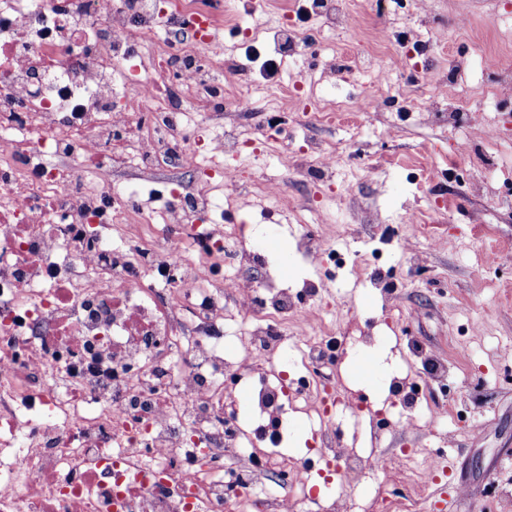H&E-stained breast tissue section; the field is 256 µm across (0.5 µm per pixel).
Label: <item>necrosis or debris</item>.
Wrapping results in <instances>:
<instances>
[{
  "label": "necrosis or debris",
  "instance_id": "necrosis-or-debris-1",
  "mask_svg": "<svg viewBox=\"0 0 512 512\" xmlns=\"http://www.w3.org/2000/svg\"><path fill=\"white\" fill-rule=\"evenodd\" d=\"M223 25L208 0H0V512H399L355 488L436 474L335 446L332 413L361 412L323 367L368 338L312 339L273 274L222 276L266 241L215 222L213 181L155 206L106 177L164 153L235 182L245 140L210 121L250 97L200 80ZM300 412L341 474L319 502L288 474Z\"/></svg>",
  "mask_w": 512,
  "mask_h": 512
}]
</instances>
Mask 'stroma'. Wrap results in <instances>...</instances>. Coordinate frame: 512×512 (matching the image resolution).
<instances>
[{
  "label": "stroma",
  "mask_w": 512,
  "mask_h": 512,
  "mask_svg": "<svg viewBox=\"0 0 512 512\" xmlns=\"http://www.w3.org/2000/svg\"><path fill=\"white\" fill-rule=\"evenodd\" d=\"M348 3L349 26L327 29L317 14L302 12V0H262L264 25L248 44L246 30L256 27L249 0H224V64L248 75L255 101L254 112L224 126L262 129L234 159L239 180L224 221L263 223L253 177L286 182L292 212L308 211L316 237L302 246L292 217L281 218L277 237L244 274L260 277L271 263L288 282L322 281L321 320L339 332L354 320L374 336V344L337 356L342 396L374 413L390 395L396 363L419 371L424 351L448 365L446 380L416 381L420 403L439 414L433 430L389 431L379 446L387 457L422 448L452 459V470L423 488L389 474V495L430 501L450 483L463 492L449 497L446 512H505L512 492V38L501 32L512 25V0ZM275 6L320 34L297 65L272 34ZM483 54L503 69L483 71ZM377 61L391 83L376 111H340L328 123L303 112L311 94L363 96ZM482 87L498 91L496 111H482ZM494 126L501 137L492 143ZM324 149L336 152L332 178H302L281 164L286 154L311 161ZM197 177L164 160L146 175L112 174L118 184L148 179L158 187ZM409 213L425 234L409 235ZM329 247L367 254L361 275L323 266L318 254ZM365 358L377 361V382L357 373ZM450 408L458 420L446 419Z\"/></svg>",
  "instance_id": "1"
}]
</instances>
